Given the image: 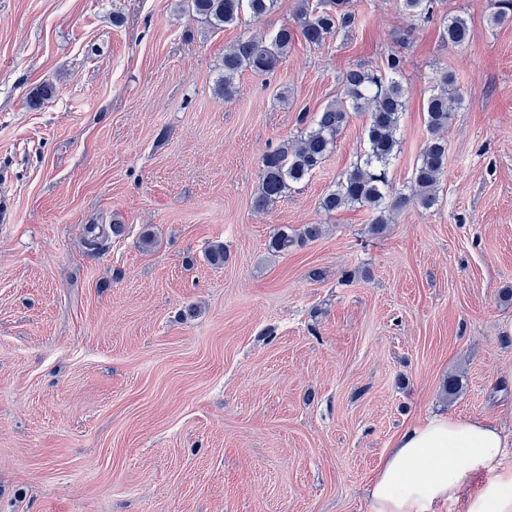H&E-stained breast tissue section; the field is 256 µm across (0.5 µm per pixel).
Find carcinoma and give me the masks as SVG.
<instances>
[{"label": "carcinoma", "mask_w": 512, "mask_h": 512, "mask_svg": "<svg viewBox=\"0 0 512 512\" xmlns=\"http://www.w3.org/2000/svg\"><path fill=\"white\" fill-rule=\"evenodd\" d=\"M193 13L213 29L239 23L244 12L258 18L274 7V0H190ZM302 6L292 24L280 27L266 40L248 36L239 40L224 53V73L217 82V92L224 100L237 93L236 79L244 71L263 75L273 72L302 36L306 43L322 46L355 23L351 0H301ZM404 11L423 22L433 17V0H402ZM493 27L512 24V0H497L496 10L489 16ZM442 40L455 48L467 46L470 40L468 19L462 15L442 21ZM403 68L402 58L392 54L387 58L385 71L354 67L343 79V93L328 102L319 112L302 114V125L296 144L283 143L268 150L259 171V188L253 201L257 210L266 209L283 197L291 185L309 179L336 147L338 136L345 129L353 112L367 113L366 148L326 192L321 209L333 213L349 206H366L374 214L369 231L377 236L384 233L392 213L415 206L431 210L438 205L439 186L448 162V139L444 132L454 112L463 106L455 72L440 70L425 111L430 138L420 154L413 172L409 192L396 191L390 186L389 166L396 156L400 120L405 111L409 90L397 79ZM122 232V225L105 229L101 224H87L84 240L94 254L107 247L108 234ZM322 225L304 224L298 229L281 230L269 247L287 254L295 247L319 238ZM207 262L222 266L227 251L222 242L211 243L206 252Z\"/></svg>", "instance_id": "carcinoma-1"}]
</instances>
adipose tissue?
I'll list each match as a JSON object with an SVG mask.
<instances>
[{"instance_id": "1", "label": "adipose tissue", "mask_w": 512, "mask_h": 512, "mask_svg": "<svg viewBox=\"0 0 512 512\" xmlns=\"http://www.w3.org/2000/svg\"><path fill=\"white\" fill-rule=\"evenodd\" d=\"M369 512H512V436L482 417L437 415L394 438Z\"/></svg>"}]
</instances>
